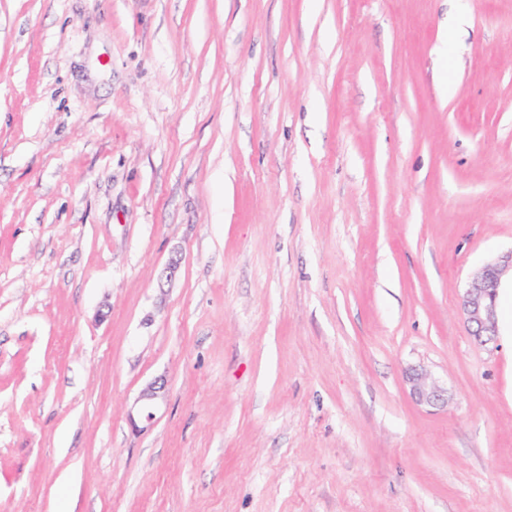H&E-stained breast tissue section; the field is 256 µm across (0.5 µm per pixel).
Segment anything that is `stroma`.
I'll return each instance as SVG.
<instances>
[{
	"label": "stroma",
	"mask_w": 512,
	"mask_h": 512,
	"mask_svg": "<svg viewBox=\"0 0 512 512\" xmlns=\"http://www.w3.org/2000/svg\"><path fill=\"white\" fill-rule=\"evenodd\" d=\"M510 250L512 0H0V512H512ZM509 278L512 287V250L480 266L463 289L461 309L469 334L483 345L496 342L497 295L503 283ZM410 392L416 402L431 407H441L448 402V392L427 372L412 369L407 376ZM165 390L164 382L154 381L147 385L141 392L139 402H141L137 410V419L140 422L150 423L154 419L155 401L161 396ZM133 414L129 415L131 426L134 430H139V425Z\"/></svg>",
	"instance_id": "obj_1"
}]
</instances>
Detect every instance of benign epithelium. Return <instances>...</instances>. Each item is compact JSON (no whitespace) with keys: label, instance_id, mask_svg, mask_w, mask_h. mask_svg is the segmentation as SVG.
Segmentation results:
<instances>
[{"label":"benign epithelium","instance_id":"obj_1","mask_svg":"<svg viewBox=\"0 0 512 512\" xmlns=\"http://www.w3.org/2000/svg\"><path fill=\"white\" fill-rule=\"evenodd\" d=\"M512 279V250L484 263L468 280L461 296L469 334L483 345L493 344L498 336L497 295L507 279ZM410 392L416 402L441 407L448 402V392L430 375L414 369L407 376ZM165 390V384L155 381L141 392L137 415H129L131 426L139 430L138 422L154 419L155 401Z\"/></svg>","mask_w":512,"mask_h":512}]
</instances>
